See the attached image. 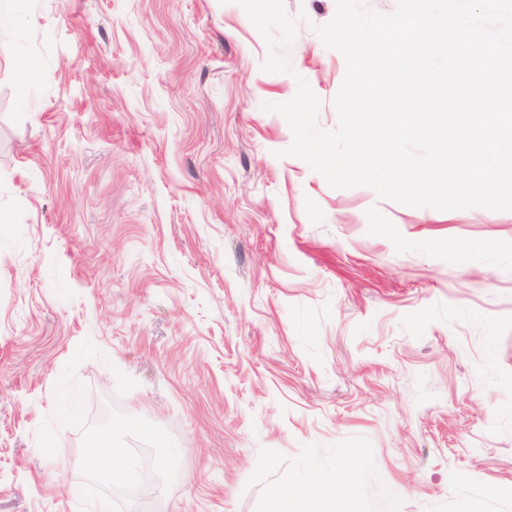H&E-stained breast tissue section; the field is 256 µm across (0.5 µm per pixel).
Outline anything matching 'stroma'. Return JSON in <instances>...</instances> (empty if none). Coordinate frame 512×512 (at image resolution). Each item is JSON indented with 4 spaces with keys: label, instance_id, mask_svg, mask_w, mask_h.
I'll use <instances>...</instances> for the list:
<instances>
[{
    "label": "stroma",
    "instance_id": "1",
    "mask_svg": "<svg viewBox=\"0 0 512 512\" xmlns=\"http://www.w3.org/2000/svg\"><path fill=\"white\" fill-rule=\"evenodd\" d=\"M12 0L0 25V512H512V211L332 188L264 111L339 124L336 0ZM33 71H25L24 63ZM152 463L94 475L102 435ZM277 499L282 512H360L352 493L336 494L318 480L302 487L288 484L280 489Z\"/></svg>",
    "mask_w": 512,
    "mask_h": 512
}]
</instances>
